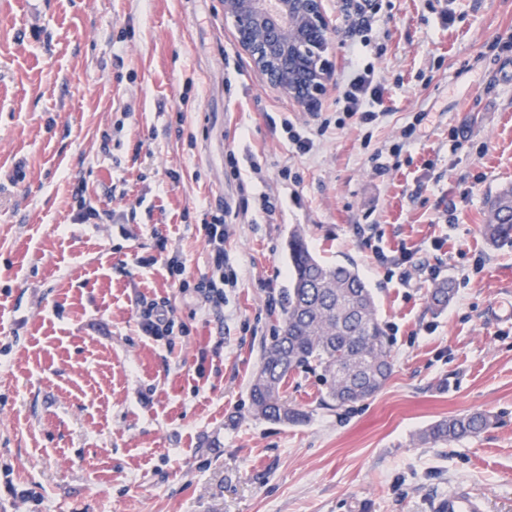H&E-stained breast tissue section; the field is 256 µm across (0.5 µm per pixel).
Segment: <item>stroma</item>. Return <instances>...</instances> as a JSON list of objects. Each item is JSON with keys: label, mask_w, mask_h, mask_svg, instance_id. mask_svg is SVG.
Instances as JSON below:
<instances>
[{"label": "stroma", "mask_w": 512, "mask_h": 512, "mask_svg": "<svg viewBox=\"0 0 512 512\" xmlns=\"http://www.w3.org/2000/svg\"><path fill=\"white\" fill-rule=\"evenodd\" d=\"M369 2L358 53L345 0H323L332 85L305 112L222 0H0V512H434L457 485L512 512V245L480 230L512 188V0ZM368 64L388 115L363 126L336 86ZM286 120L326 124L313 153ZM82 203L104 219L75 223ZM221 208L237 282L217 310L167 261L210 275L202 224ZM297 228L357 267L393 371L339 408L319 373L290 378L307 417L286 425L252 414L250 386ZM440 280L455 294L437 312ZM160 299L188 335L142 334ZM474 411L482 433L418 444Z\"/></svg>", "instance_id": "35a3bbf8"}]
</instances>
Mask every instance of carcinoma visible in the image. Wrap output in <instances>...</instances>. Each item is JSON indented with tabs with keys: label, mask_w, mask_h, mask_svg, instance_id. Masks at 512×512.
<instances>
[{
	"label": "carcinoma",
	"mask_w": 512,
	"mask_h": 512,
	"mask_svg": "<svg viewBox=\"0 0 512 512\" xmlns=\"http://www.w3.org/2000/svg\"><path fill=\"white\" fill-rule=\"evenodd\" d=\"M486 241L512 243V189L489 201V219L481 226ZM291 278L285 292L282 325L272 336L250 387L255 416L297 424L305 413L288 403V378L319 369L326 385L323 403L343 406L373 396L392 371V356L377 319L370 289L354 265L326 263L308 247L298 229L288 239ZM454 295L453 285L436 284L431 306L442 309ZM490 416L472 412L439 420L420 434L427 444L475 436Z\"/></svg>",
	"instance_id": "carcinoma-1"
}]
</instances>
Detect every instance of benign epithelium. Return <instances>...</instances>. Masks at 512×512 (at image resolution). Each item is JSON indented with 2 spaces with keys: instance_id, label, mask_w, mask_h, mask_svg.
<instances>
[{
  "instance_id": "benign-epithelium-1",
  "label": "benign epithelium",
  "mask_w": 512,
  "mask_h": 512,
  "mask_svg": "<svg viewBox=\"0 0 512 512\" xmlns=\"http://www.w3.org/2000/svg\"><path fill=\"white\" fill-rule=\"evenodd\" d=\"M224 16L269 86L314 111L330 78L323 54L333 27L323 0H224Z\"/></svg>"
}]
</instances>
